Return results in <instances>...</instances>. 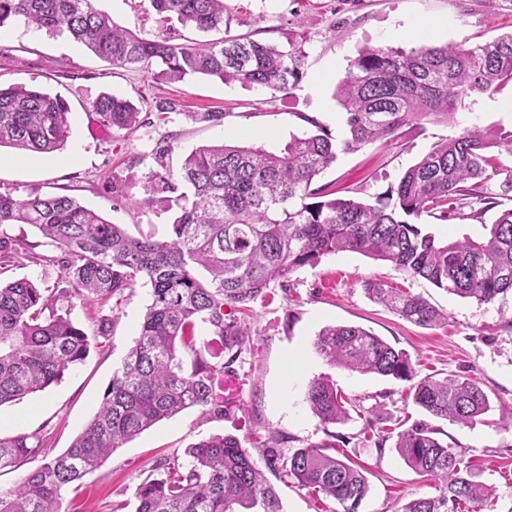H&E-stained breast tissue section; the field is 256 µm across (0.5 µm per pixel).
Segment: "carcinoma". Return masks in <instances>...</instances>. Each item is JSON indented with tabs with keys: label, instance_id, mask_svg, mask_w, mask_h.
I'll return each instance as SVG.
<instances>
[{
	"label": "carcinoma",
	"instance_id": "obj_1",
	"mask_svg": "<svg viewBox=\"0 0 512 512\" xmlns=\"http://www.w3.org/2000/svg\"><path fill=\"white\" fill-rule=\"evenodd\" d=\"M97 0H0V28L22 20L66 32L117 67L157 68L164 82L217 77L273 92L295 87L308 53L246 36L175 43L118 27ZM151 8L201 33L224 29V0H148ZM512 86V33L471 46L446 43L412 48H365L337 88L346 136L338 141L314 118L312 131L279 152L254 144L193 150L177 171L165 163L169 143L154 149L157 167L145 174L148 207L171 213L166 238L133 237L68 195L0 192V227L28 224L59 255L65 287L52 291L20 278L0 283V406L60 382L105 335L90 332L62 311L61 302H108L140 284L149 288L138 337L109 381L99 410L63 453L29 470L0 492V512H63L67 489L112 453L157 422L195 408L224 417L215 379L242 353L249 331L235 313L273 285L291 287L299 269L339 252L392 263L461 298L491 303L512 294V208L475 241L441 242L409 221L456 212L463 201L477 214L512 194V169L494 151L512 156V130L465 129L435 144L397 184L373 199L332 198L314 182L337 160L394 137L405 126L450 120L475 94ZM100 123L117 133L142 126L129 100L103 94L93 103ZM64 100L41 87H0V149L50 154L70 132ZM371 299L422 327L445 315L420 295L368 281ZM219 338L227 362L216 361L196 329ZM315 350L328 364L352 372L411 381L408 355L355 325L320 331ZM414 402L434 418L471 426L489 411L480 383L466 377L424 378L411 386ZM306 401L325 424L347 418L344 399L327 377L308 385ZM425 421L397 435L395 449L439 494L416 498L401 512H486L496 489L478 479ZM34 434L0 437V471L15 469L40 451ZM334 446L289 451L265 448L263 465L233 435L210 436L186 450V460L164 457L135 489V512H282L268 470L294 479L309 493L359 512L368 492L361 467L332 454Z\"/></svg>",
	"mask_w": 512,
	"mask_h": 512
}]
</instances>
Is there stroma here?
Here are the masks:
<instances>
[{"label": "stroma", "instance_id": "obj_1", "mask_svg": "<svg viewBox=\"0 0 512 512\" xmlns=\"http://www.w3.org/2000/svg\"><path fill=\"white\" fill-rule=\"evenodd\" d=\"M231 34H246L281 46L303 45L308 53L305 76L284 92L227 84L195 76L182 83L161 82L150 73L110 65L67 34L16 21L0 30V85L41 86L60 94L70 107L71 133L63 149L51 154L15 156L0 150V190L18 195L67 194L130 233L163 237L166 215L147 208L144 175L153 167L157 141H171L172 166H180L202 145L246 137L267 149L281 148L290 135L308 131L317 118L333 137L343 138L337 83L366 46L410 49L418 39L394 38L395 30L432 24L430 44L471 45L512 33V0H224ZM113 21L132 30L159 34L184 43L195 31L170 25L148 0H97ZM104 93L130 99L140 109L141 128L127 133L95 134L93 102ZM195 112H220L221 124L192 120ZM512 128V90L468 98L454 122H429L423 130L403 128L394 140L339 154L317 179L318 185L371 198L397 183L404 172L441 139L471 127ZM122 181L123 195L112 199L103 186ZM462 215L440 220L422 216L421 224L442 241L479 238L494 213L483 219ZM7 234L28 257L0 270V280L29 278L53 288L61 279L49 263L53 250L27 224L7 226ZM375 279L418 294L447 314L446 323L423 328L367 298L365 280ZM146 288L136 287L110 301L72 300L71 319L94 330L102 319L111 327L86 360L44 391L0 406V435L39 433L45 462L69 448L95 415L113 370L133 346L149 303ZM251 338L232 365L239 389L224 416L202 421L191 408L156 423L117 449L88 474L64 501L67 512H112L124 504L134 512L140 479L160 458L183 454L200 439L233 435L244 448L269 444L296 449L334 444L337 452L367 470L369 491L359 512H400L409 500L436 496L435 482L408 468L394 449L396 436L425 412L409 395V384L375 374L349 372L328 365L314 342L325 327L358 325L406 351L415 379L460 375L477 379L491 409L473 426L437 419L440 440L460 455L480 480L494 487V512H512V297L492 303L463 299L411 276L391 263L360 253L324 256L304 267L290 288H269L249 305ZM332 379L347 399L350 418L325 424L309 408L310 381ZM283 512H342L329 498L315 499L294 481L269 475Z\"/></svg>", "mask_w": 512, "mask_h": 512}]
</instances>
